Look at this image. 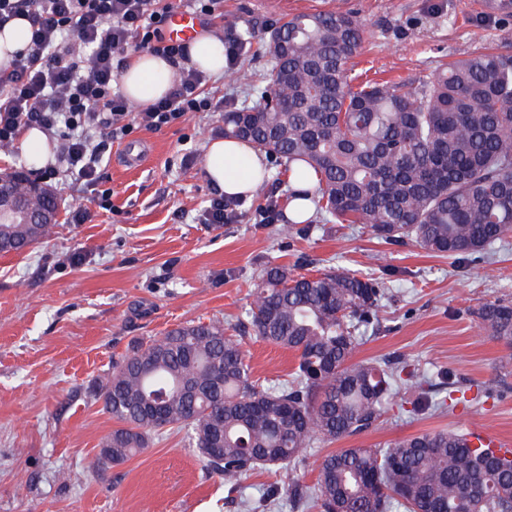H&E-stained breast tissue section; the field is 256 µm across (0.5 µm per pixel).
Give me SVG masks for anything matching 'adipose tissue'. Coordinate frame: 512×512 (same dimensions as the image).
I'll use <instances>...</instances> for the list:
<instances>
[{
  "label": "adipose tissue",
  "mask_w": 512,
  "mask_h": 512,
  "mask_svg": "<svg viewBox=\"0 0 512 512\" xmlns=\"http://www.w3.org/2000/svg\"><path fill=\"white\" fill-rule=\"evenodd\" d=\"M186 66L210 74L224 68V43L218 36L203 33L187 45ZM180 66L144 52L126 63L120 82L125 99L145 106L165 96L178 80ZM208 180L228 197H250L267 177L262 154L251 144L227 138L209 141L205 153Z\"/></svg>",
  "instance_id": "1"
}]
</instances>
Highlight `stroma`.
<instances>
[{
  "label": "stroma",
  "instance_id": "obj_1",
  "mask_svg": "<svg viewBox=\"0 0 512 512\" xmlns=\"http://www.w3.org/2000/svg\"><path fill=\"white\" fill-rule=\"evenodd\" d=\"M366 26L350 62L360 80L428 79L441 65L489 48L512 53V4L477 8L476 0H221L196 16L197 32H250L241 64L263 74L272 61L261 45L283 17L334 7ZM224 111L189 113L158 131L137 128L115 141L101 168L112 208L90 221L61 218L52 236L25 252L0 253V512H253L273 492V512H291L289 479L258 469L228 494L185 433L153 438L123 464L90 470L114 423L99 389L137 342L189 322L246 320L261 269L296 273L347 267L389 291L380 323L368 329L355 360L410 354L445 388L470 386L477 404L413 415L399 390L387 420L357 437L309 449L296 476L312 484L325 454L398 440L426 430L481 426L512 439V364L476 316L489 300H512V237L493 253L437 256L407 243L392 246L363 225L314 215L302 234L261 223L258 206L288 203L286 173L270 166L266 183L235 218L206 224L215 187L205 175L207 141L222 135ZM145 149L140 167L124 161L131 143ZM254 377L283 378L292 352L247 335Z\"/></svg>",
  "mask_w": 512,
  "mask_h": 512
}]
</instances>
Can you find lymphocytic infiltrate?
Segmentation results:
<instances>
[{"label": "lymphocytic infiltrate", "instance_id": "obj_1", "mask_svg": "<svg viewBox=\"0 0 512 512\" xmlns=\"http://www.w3.org/2000/svg\"><path fill=\"white\" fill-rule=\"evenodd\" d=\"M173 12L171 0H0V24L18 16L31 23L29 47L0 73V148H13L29 127L43 129L57 142L50 175L98 187L100 208L110 207L99 164L113 140L212 107L206 76L193 68L182 69L166 97L136 112L117 88L129 48L184 58V44L164 33Z\"/></svg>", "mask_w": 512, "mask_h": 512}]
</instances>
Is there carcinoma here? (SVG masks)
<instances>
[{
    "instance_id": "1",
    "label": "carcinoma",
    "mask_w": 512,
    "mask_h": 512,
    "mask_svg": "<svg viewBox=\"0 0 512 512\" xmlns=\"http://www.w3.org/2000/svg\"><path fill=\"white\" fill-rule=\"evenodd\" d=\"M364 29L342 10L272 25V67L255 98L224 112V136L247 140L285 167L315 175L311 200L338 224H364L380 242L438 255L479 254L512 234V54L480 52L427 81L357 82L349 61ZM52 229L1 224L3 251L22 252ZM385 289L344 267L316 275L269 266L248 324L198 322L134 345L102 388L116 422L92 463L119 465L151 435L185 431L231 493L260 468L297 471L319 442L361 435L382 421L399 388L433 387L398 354L353 360L378 322ZM512 363V300L477 309ZM251 327L291 351L283 380L254 379L243 347ZM455 391L465 393L460 385ZM453 391V392H455ZM414 400L413 411L462 398ZM293 512H512V460L473 448L459 431L432 430L324 455L311 485L295 483Z\"/></svg>"
}]
</instances>
